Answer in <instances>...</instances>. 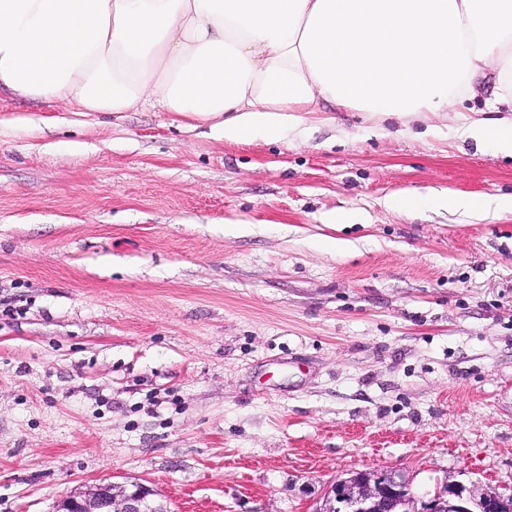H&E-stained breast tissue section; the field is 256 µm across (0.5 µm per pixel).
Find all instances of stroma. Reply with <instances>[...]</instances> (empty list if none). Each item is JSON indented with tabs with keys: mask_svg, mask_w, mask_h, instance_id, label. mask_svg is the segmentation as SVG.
<instances>
[{
	"mask_svg": "<svg viewBox=\"0 0 512 512\" xmlns=\"http://www.w3.org/2000/svg\"><path fill=\"white\" fill-rule=\"evenodd\" d=\"M332 112L229 142L0 92V512L140 482L315 512L356 470L512 495V159ZM417 197L415 207L396 204ZM441 201H442V204L444 206H446L447 208L455 209V210L472 209V208L489 209L492 206L496 210H501L503 208H509V207L512 209V196L510 198H502V199L489 201L484 204H473V203H471L453 193H448L442 197Z\"/></svg>",
	"mask_w": 512,
	"mask_h": 512,
	"instance_id": "35a3bbf8",
	"label": "stroma"
}]
</instances>
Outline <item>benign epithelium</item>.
Masks as SVG:
<instances>
[{"mask_svg": "<svg viewBox=\"0 0 512 512\" xmlns=\"http://www.w3.org/2000/svg\"><path fill=\"white\" fill-rule=\"evenodd\" d=\"M57 512H169L151 490L139 483H100L73 492L57 505ZM319 512H417L409 483L385 470H359L332 483ZM423 512H512V496L478 483L446 480L424 505Z\"/></svg>", "mask_w": 512, "mask_h": 512, "instance_id": "obj_1", "label": "benign epithelium"}]
</instances>
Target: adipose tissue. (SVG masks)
Listing matches in <instances>:
<instances>
[{
    "label": "adipose tissue",
    "instance_id": "obj_1",
    "mask_svg": "<svg viewBox=\"0 0 512 512\" xmlns=\"http://www.w3.org/2000/svg\"><path fill=\"white\" fill-rule=\"evenodd\" d=\"M512 99V0H0V88L86 112L147 99L228 141L277 139L319 100L405 119L483 80ZM464 140L512 157V118Z\"/></svg>",
    "mask_w": 512,
    "mask_h": 512
}]
</instances>
